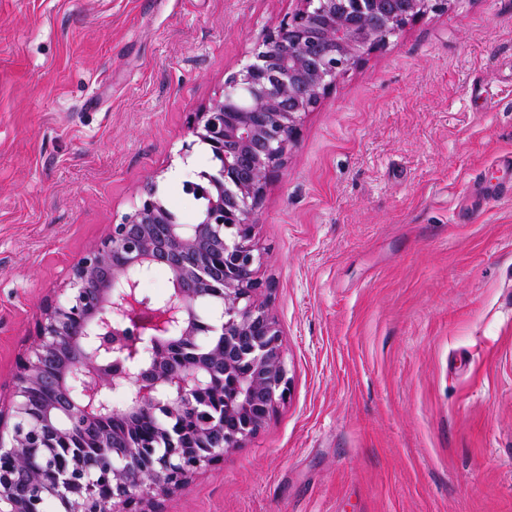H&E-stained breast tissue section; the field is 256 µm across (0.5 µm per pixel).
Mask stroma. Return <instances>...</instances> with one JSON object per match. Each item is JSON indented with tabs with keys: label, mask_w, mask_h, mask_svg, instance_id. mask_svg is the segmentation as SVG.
I'll return each mask as SVG.
<instances>
[{
	"label": "stroma",
	"mask_w": 512,
	"mask_h": 512,
	"mask_svg": "<svg viewBox=\"0 0 512 512\" xmlns=\"http://www.w3.org/2000/svg\"><path fill=\"white\" fill-rule=\"evenodd\" d=\"M299 0H0V404L46 301ZM512 0H450L308 112L257 211L289 398L164 512H512Z\"/></svg>",
	"instance_id": "35a3bbf8"
}]
</instances>
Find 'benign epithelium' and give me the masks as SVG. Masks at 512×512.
<instances>
[{
  "label": "benign epithelium",
  "mask_w": 512,
  "mask_h": 512,
  "mask_svg": "<svg viewBox=\"0 0 512 512\" xmlns=\"http://www.w3.org/2000/svg\"><path fill=\"white\" fill-rule=\"evenodd\" d=\"M302 2L222 98L188 116L180 155L202 144L215 162L183 184L206 199L197 222L180 223L151 179L72 265L65 299L45 305L0 409V444L11 449L0 512H40L45 500L58 512H160L158 498L242 447L290 395L280 326L256 276L255 212L337 75L449 0ZM159 267L171 289L152 298L140 277ZM155 412L154 435L140 439L138 423Z\"/></svg>",
  "instance_id": "obj_1"
}]
</instances>
